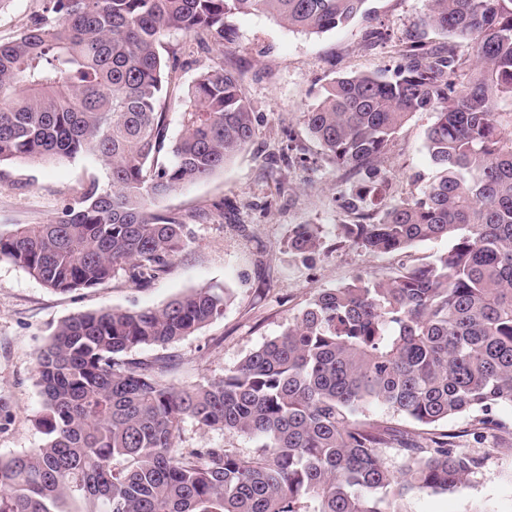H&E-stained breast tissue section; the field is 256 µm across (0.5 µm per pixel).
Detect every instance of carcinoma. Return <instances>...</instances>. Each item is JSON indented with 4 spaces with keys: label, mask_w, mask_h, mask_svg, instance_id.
I'll list each match as a JSON object with an SVG mask.
<instances>
[{
    "label": "carcinoma",
    "mask_w": 512,
    "mask_h": 512,
    "mask_svg": "<svg viewBox=\"0 0 512 512\" xmlns=\"http://www.w3.org/2000/svg\"><path fill=\"white\" fill-rule=\"evenodd\" d=\"M365 2L46 0L0 43V164L88 154L108 182L90 180L47 224L0 228V260L61 293L120 272L155 278L188 234L155 201L224 168L255 134L240 75L220 64L198 76L168 138L177 59H164L163 38L221 45L234 12L325 32ZM422 24L451 40L433 47L408 34L391 75L332 79L303 122L324 161L362 175L337 199L353 216L342 242L376 254L445 238L452 248L318 291L280 335L184 389L165 380L169 358L127 354L222 316L224 289L61 321L35 355L46 439L0 457V512H69L70 502L81 512H396L411 492L455 491L479 472V457L433 427L512 407V0H427ZM417 112L435 114L425 142L437 177L389 201L381 159ZM288 246L318 251L319 225H296ZM373 403L390 416L370 414ZM187 420L262 445L251 456L180 452Z\"/></svg>",
    "instance_id": "cac0c4a2"
}]
</instances>
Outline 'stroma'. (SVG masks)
<instances>
[{"instance_id":"1","label":"stroma","mask_w":512,"mask_h":512,"mask_svg":"<svg viewBox=\"0 0 512 512\" xmlns=\"http://www.w3.org/2000/svg\"><path fill=\"white\" fill-rule=\"evenodd\" d=\"M44 7V0H0V42L14 39ZM424 11L425 0H367L365 14L349 26L321 33L293 31L264 14L230 13L219 52L197 49L178 32L165 38L166 52L179 58L168 108L170 135L179 131L183 101L198 75L222 63L241 77L242 94L255 112L254 139L223 169L155 202L156 211L188 224L190 235L165 272L148 283L119 274L95 288L59 293L0 261V398L10 403L8 416L0 419V457L42 444L34 358L55 326L74 314L141 310L195 288L227 289L230 300L222 317L177 342L133 353L140 361L171 357L167 382L188 387L223 376L279 335L318 290L378 277L451 248L448 239L416 244L401 255L338 247L340 227L349 218L336 199L356 178L322 160L303 123L304 112L319 102L331 79L393 68L406 33L421 29ZM377 28L388 30L389 39L369 43L367 32ZM434 120L433 113H415L383 156L392 199L418 194L433 177L425 133ZM93 177L105 179L106 169L92 156L0 164V226L49 222ZM297 224L320 225L323 249L306 258L289 250ZM438 430L454 435L458 448L479 455L482 469L453 493H409L398 501L399 512H512V407L452 417ZM176 446L250 455L260 441L188 421Z\"/></svg>"}]
</instances>
